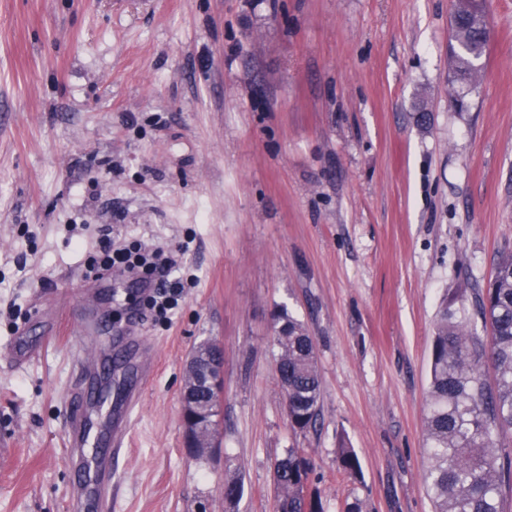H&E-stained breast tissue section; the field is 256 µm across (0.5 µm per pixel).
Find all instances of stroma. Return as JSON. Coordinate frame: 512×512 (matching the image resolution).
<instances>
[{"instance_id":"1","label":"stroma","mask_w":512,"mask_h":512,"mask_svg":"<svg viewBox=\"0 0 512 512\" xmlns=\"http://www.w3.org/2000/svg\"><path fill=\"white\" fill-rule=\"evenodd\" d=\"M453 0H0V512H67L70 316L132 328L153 373L112 512H274L272 464L307 449L325 512H433L430 349L441 297L512 252V0L466 108ZM173 257L159 317L85 262L102 234ZM307 326L320 415L288 425L279 313ZM36 350L12 358L18 340ZM224 347L215 446L181 423L189 353ZM362 480L336 459L338 436Z\"/></svg>"}]
</instances>
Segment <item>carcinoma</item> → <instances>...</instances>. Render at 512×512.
Returning <instances> with one entry per match:
<instances>
[{
	"label": "carcinoma",
	"mask_w": 512,
	"mask_h": 512,
	"mask_svg": "<svg viewBox=\"0 0 512 512\" xmlns=\"http://www.w3.org/2000/svg\"><path fill=\"white\" fill-rule=\"evenodd\" d=\"M451 83L473 84L488 40L460 28L454 34ZM276 327L275 375L288 393V423L315 425L321 381L306 326L286 313ZM492 367L493 380L484 378ZM426 432L429 492L434 512H507L512 501V253L501 256L486 285L442 299L432 340ZM339 462L351 479L361 476L357 454L339 444ZM311 460L304 448H286L273 464L276 512H324L308 491ZM239 477L224 481V502L241 499Z\"/></svg>",
	"instance_id": "cac0c4a2"
}]
</instances>
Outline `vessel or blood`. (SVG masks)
I'll use <instances>...</instances> for the list:
<instances>
[{
  "label": "vessel or blood",
  "mask_w": 512,
  "mask_h": 512,
  "mask_svg": "<svg viewBox=\"0 0 512 512\" xmlns=\"http://www.w3.org/2000/svg\"><path fill=\"white\" fill-rule=\"evenodd\" d=\"M135 346L116 348L112 367L79 362L77 384L67 403L66 456L78 475L71 512H110L112 489L125 471L124 438L138 404L129 382L148 375Z\"/></svg>",
  "instance_id": "vessel-or-blood-1"
}]
</instances>
